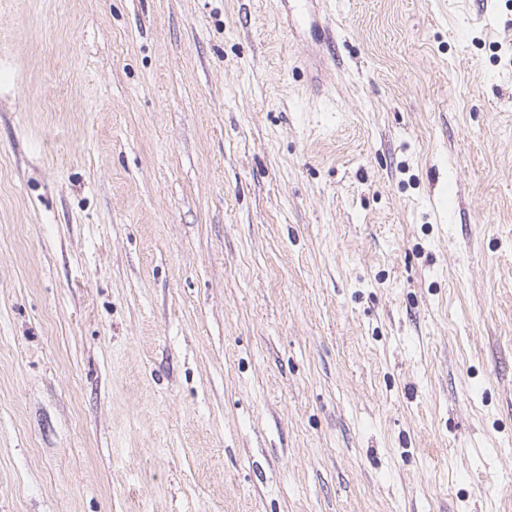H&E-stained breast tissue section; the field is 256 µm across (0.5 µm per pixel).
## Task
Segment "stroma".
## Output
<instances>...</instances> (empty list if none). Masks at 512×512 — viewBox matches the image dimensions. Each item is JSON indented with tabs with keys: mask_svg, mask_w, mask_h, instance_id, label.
Here are the masks:
<instances>
[{
	"mask_svg": "<svg viewBox=\"0 0 512 512\" xmlns=\"http://www.w3.org/2000/svg\"><path fill=\"white\" fill-rule=\"evenodd\" d=\"M0 512H512V0H0Z\"/></svg>",
	"mask_w": 512,
	"mask_h": 512,
	"instance_id": "1",
	"label": "stroma"
}]
</instances>
